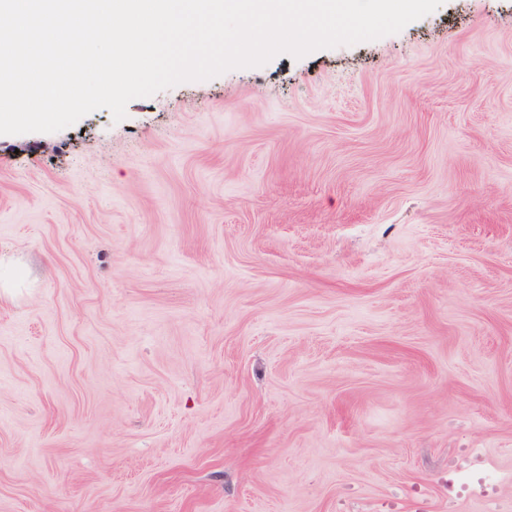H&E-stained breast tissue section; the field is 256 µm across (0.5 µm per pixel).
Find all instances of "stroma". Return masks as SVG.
<instances>
[{
  "instance_id": "1",
  "label": "stroma",
  "mask_w": 512,
  "mask_h": 512,
  "mask_svg": "<svg viewBox=\"0 0 512 512\" xmlns=\"http://www.w3.org/2000/svg\"><path fill=\"white\" fill-rule=\"evenodd\" d=\"M0 260V512H512V0L0 135Z\"/></svg>"
}]
</instances>
